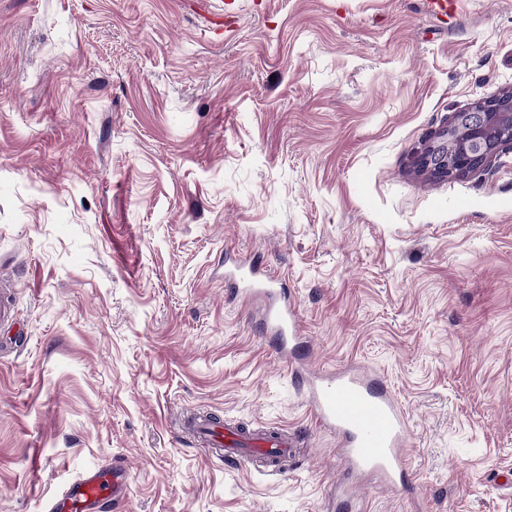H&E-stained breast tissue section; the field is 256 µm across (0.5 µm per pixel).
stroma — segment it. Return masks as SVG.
<instances>
[{
  "label": "stroma",
  "instance_id": "35a3bbf8",
  "mask_svg": "<svg viewBox=\"0 0 512 512\" xmlns=\"http://www.w3.org/2000/svg\"><path fill=\"white\" fill-rule=\"evenodd\" d=\"M224 5L218 35L197 0H0V512L113 458L122 512H512V152L413 165L512 87V0ZM229 254L282 277L309 368L386 381L420 506L343 465ZM189 409L303 446L229 464Z\"/></svg>",
  "mask_w": 512,
  "mask_h": 512
}]
</instances>
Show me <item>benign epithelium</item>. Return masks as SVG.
Instances as JSON below:
<instances>
[{
    "label": "benign epithelium",
    "instance_id": "benign-epithelium-1",
    "mask_svg": "<svg viewBox=\"0 0 512 512\" xmlns=\"http://www.w3.org/2000/svg\"><path fill=\"white\" fill-rule=\"evenodd\" d=\"M453 140L455 153L443 151ZM512 148V89L480 100L452 116L439 139L426 142L417 151V168L450 179L463 178L491 163Z\"/></svg>",
    "mask_w": 512,
    "mask_h": 512
}]
</instances>
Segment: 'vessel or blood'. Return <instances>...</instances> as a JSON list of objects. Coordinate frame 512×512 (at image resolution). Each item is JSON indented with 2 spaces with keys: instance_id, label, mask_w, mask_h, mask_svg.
Returning a JSON list of instances; mask_svg holds the SVG:
<instances>
[{
  "instance_id": "1",
  "label": "vessel or blood",
  "mask_w": 512,
  "mask_h": 512,
  "mask_svg": "<svg viewBox=\"0 0 512 512\" xmlns=\"http://www.w3.org/2000/svg\"><path fill=\"white\" fill-rule=\"evenodd\" d=\"M226 277L242 294L261 298V320L272 333L277 348L292 371L297 372L317 422L336 432L340 454L349 469L377 474L385 487L396 486L405 470L403 449L407 426L396 397L357 364L331 373L312 372L300 365L294 350L300 342L298 315L284 288L247 260L225 268ZM190 431L226 460L262 465L264 472L279 474L281 464L294 456L298 441L277 427L243 434L231 425H216L200 414ZM121 463L94 468L75 482L47 512H99L105 500L123 501L126 487Z\"/></svg>"
}]
</instances>
